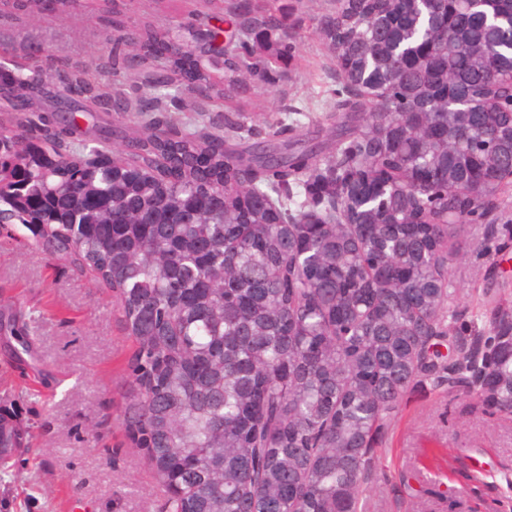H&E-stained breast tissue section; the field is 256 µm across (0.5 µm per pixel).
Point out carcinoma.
I'll list each match as a JSON object with an SVG mask.
<instances>
[{"label":"carcinoma","instance_id":"1","mask_svg":"<svg viewBox=\"0 0 512 512\" xmlns=\"http://www.w3.org/2000/svg\"><path fill=\"white\" fill-rule=\"evenodd\" d=\"M75 0H0L38 16ZM238 37L180 56L181 36L150 24L118 38L112 68L59 76L67 96L130 111L110 76L153 62L159 112L107 165L42 149L81 136L77 116L17 106L40 68L0 50V210L37 227L41 248L109 288L138 344L125 428L162 497L158 512H357L361 475L399 397L415 376L447 369L448 227L479 207L467 191L496 196L512 167V0H336L320 20L339 47L341 88L332 108L365 125L324 160L258 157L244 168L224 136L183 122L163 105L196 91L215 103L249 77L265 82L293 48L273 0L247 4ZM424 129L383 138L398 113ZM133 167L138 174L118 176ZM380 172L381 205L353 209L350 179ZM4 330L16 356L29 330ZM448 389L466 392L459 362ZM499 412L512 414V358L492 371ZM21 434L0 418V471Z\"/></svg>","mask_w":512,"mask_h":512}]
</instances>
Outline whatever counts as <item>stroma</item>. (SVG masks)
Instances as JSON below:
<instances>
[{"mask_svg":"<svg viewBox=\"0 0 512 512\" xmlns=\"http://www.w3.org/2000/svg\"><path fill=\"white\" fill-rule=\"evenodd\" d=\"M241 0H78L71 15L37 20L0 12V45L37 55L36 112L66 111L58 72L107 59L119 30L144 24L234 31ZM293 26L295 57L271 81L210 104L184 93L181 107L205 109L213 132L226 117L287 151L336 152L339 122L325 107L340 83L319 35L336 0H278ZM87 139L119 146L139 119L85 104ZM452 293L448 342L471 347L497 332L491 312L512 323V184L461 224L448 243ZM28 322L33 353L16 357L0 336V406L25 431L12 478L0 481V512H151L159 490L125 430L135 345L110 293L39 246L0 234V322ZM362 477L363 512H512V416L476 395L415 379L374 444Z\"/></svg>","mask_w":512,"mask_h":512,"instance_id":"obj_1","label":"stroma"}]
</instances>
